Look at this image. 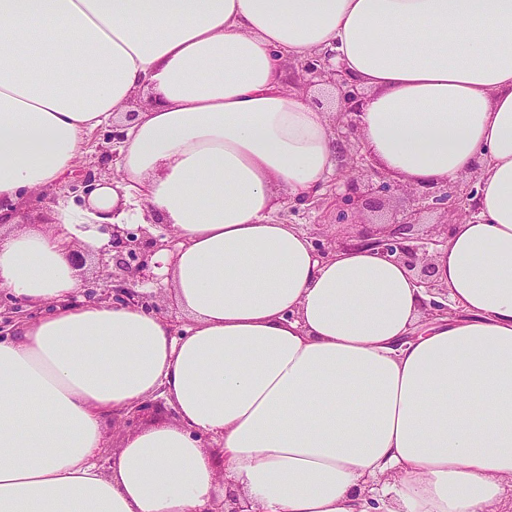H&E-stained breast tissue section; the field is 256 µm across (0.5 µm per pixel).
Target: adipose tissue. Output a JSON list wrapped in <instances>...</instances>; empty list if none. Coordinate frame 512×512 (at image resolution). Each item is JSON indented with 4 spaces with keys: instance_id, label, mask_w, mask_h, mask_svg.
Wrapping results in <instances>:
<instances>
[{
    "instance_id": "obj_1",
    "label": "adipose tissue",
    "mask_w": 512,
    "mask_h": 512,
    "mask_svg": "<svg viewBox=\"0 0 512 512\" xmlns=\"http://www.w3.org/2000/svg\"><path fill=\"white\" fill-rule=\"evenodd\" d=\"M369 89L360 141L423 187L476 177L434 263L451 311L360 243L319 258L275 221L342 169L313 53ZM150 97L133 119L136 92ZM118 179L17 229L90 132ZM168 225L190 324L88 302L107 224ZM0 290L47 315L0 340V512H502L512 496V0H0ZM175 411L105 423L154 394ZM143 403L140 406H136L135 409L131 412L132 415L139 417L142 412ZM164 406L167 408L165 411H154L146 413L145 415H141L137 421L133 424L128 425L123 419H112L107 422L106 429L108 433V448H104L102 455V462L105 466L108 465V460L122 443V440L126 433L129 431L138 429L139 427L146 426L152 423L159 416L167 417L168 419H172L174 416V412L171 410L169 406L164 403Z\"/></svg>"
}]
</instances>
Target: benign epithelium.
Segmentation results:
<instances>
[{
	"mask_svg": "<svg viewBox=\"0 0 512 512\" xmlns=\"http://www.w3.org/2000/svg\"><path fill=\"white\" fill-rule=\"evenodd\" d=\"M300 67L310 82L329 84L339 91L334 131L343 152L352 160L357 175L334 185V189L338 190L336 199L361 217L364 210L381 207L386 197L400 187V183L375 170L361 153L357 116L362 112L365 96L355 80L332 67L326 55L313 54L304 59ZM475 181L476 176L472 175L449 185L416 189V208L404 211L388 222L382 235L372 241L381 253L395 257L414 271L418 283L426 288L428 294L439 297L437 301L433 299L426 303L427 315L432 317L446 315L450 310L445 304L447 288L435 278L433 253L436 246L448 239L451 224H433L429 230L420 233L416 230L420 223L419 215L426 209L425 203L429 199L435 205L444 206L452 215L459 212L476 214L475 189L472 186ZM104 230L108 232L109 240L100 250L99 262L103 267L113 265L119 270V273L112 274L113 298L126 304H143L145 294L137 287L156 279L148 257L169 248V242L151 236L144 228L136 234L123 224H106Z\"/></svg>",
	"mask_w": 512,
	"mask_h": 512,
	"instance_id": "benign-epithelium-1",
	"label": "benign epithelium"
}]
</instances>
